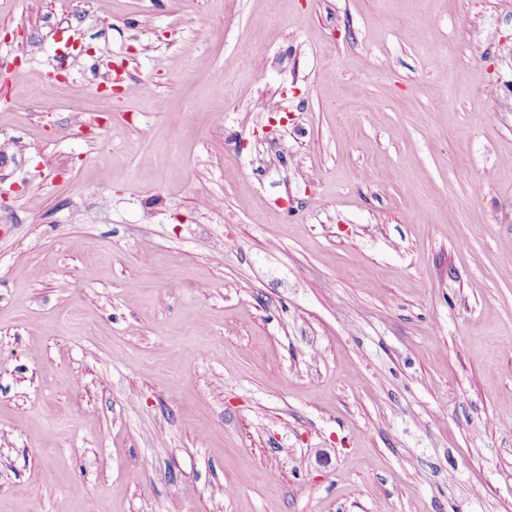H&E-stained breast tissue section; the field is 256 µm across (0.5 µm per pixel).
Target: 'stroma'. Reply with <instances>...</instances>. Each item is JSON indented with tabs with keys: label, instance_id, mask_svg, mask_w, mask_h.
Masks as SVG:
<instances>
[{
	"label": "stroma",
	"instance_id": "1",
	"mask_svg": "<svg viewBox=\"0 0 512 512\" xmlns=\"http://www.w3.org/2000/svg\"><path fill=\"white\" fill-rule=\"evenodd\" d=\"M18 42L0 512H512V0H0Z\"/></svg>",
	"mask_w": 512,
	"mask_h": 512
}]
</instances>
